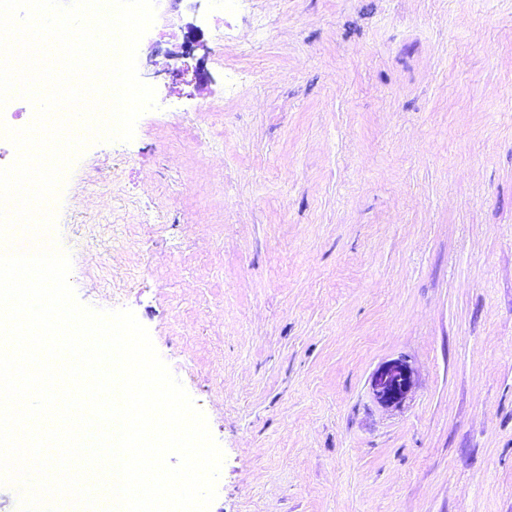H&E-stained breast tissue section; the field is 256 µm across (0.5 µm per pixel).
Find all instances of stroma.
<instances>
[{"label": "stroma", "instance_id": "1", "mask_svg": "<svg viewBox=\"0 0 512 512\" xmlns=\"http://www.w3.org/2000/svg\"><path fill=\"white\" fill-rule=\"evenodd\" d=\"M161 10L156 107L85 149L56 232L205 413L210 512H512V0ZM412 370L405 361L389 363L372 377L375 396L388 405L400 404L410 390Z\"/></svg>", "mask_w": 512, "mask_h": 512}]
</instances>
